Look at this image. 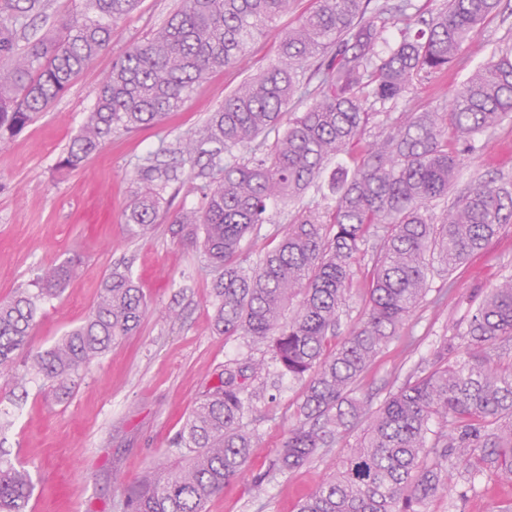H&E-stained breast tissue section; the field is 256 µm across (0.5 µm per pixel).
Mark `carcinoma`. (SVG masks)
<instances>
[{
	"label": "carcinoma",
	"mask_w": 512,
	"mask_h": 512,
	"mask_svg": "<svg viewBox=\"0 0 512 512\" xmlns=\"http://www.w3.org/2000/svg\"><path fill=\"white\" fill-rule=\"evenodd\" d=\"M500 0H445L428 12L413 0H318L279 40L275 61L224 96L204 139L224 150L200 188L201 205L173 220L172 233L200 244L213 268L216 328L265 342L270 362L224 366V376L192 410L168 449L170 464L124 495L123 512H205L206 503L243 474L258 434L244 424L256 410L245 385L267 364L304 383L288 437L267 471L290 474L356 427L357 443L339 470L297 512H425L448 494V475L464 491L484 475L512 476V276L488 291L433 361L379 405L357 382L383 347L400 336L426 300L434 264L453 274L512 224V182L475 178L436 224L430 203L448 196L461 147L512 118V53L503 52L454 89L442 112L411 114L366 139L375 106L403 98L422 75L448 72L470 35ZM137 0H86L85 10L43 33L26 20L45 16L44 0H0V139L34 122L112 41ZM294 0H181L150 36L129 48L103 79L86 124L61 166L76 170L112 134L157 126L215 71L236 67L263 28ZM400 40L377 44L389 27ZM309 101L279 124L288 101ZM272 144H267L269 136ZM332 174L325 214L305 211L279 243L247 264L243 243L269 221L268 206L297 202L326 164ZM178 180L159 164L135 172L139 189L126 223L140 234L156 223L160 201ZM370 256L367 311L345 336L341 313L357 261ZM79 259L42 270L32 287L0 301V371L29 347L42 304L77 275ZM147 311L143 292L112 270L88 319L33 355L29 370L68 398L84 369L132 335ZM466 357L454 356L455 339ZM30 472L0 454V512H30Z\"/></svg>",
	"instance_id": "obj_1"
}]
</instances>
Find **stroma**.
Segmentation results:
<instances>
[{
  "mask_svg": "<svg viewBox=\"0 0 512 512\" xmlns=\"http://www.w3.org/2000/svg\"><path fill=\"white\" fill-rule=\"evenodd\" d=\"M179 0H139L116 26L111 44L74 80L67 92L16 136L0 142V301L31 284L39 269L76 256L78 277L47 303L32 331L31 349L51 346L90 314L104 277L119 267L142 289L148 312L138 332L93 361L66 400L46 382L18 367L0 373V448L28 468L34 480L35 512H120L127 487L167 461V450L188 414L217 383L226 363L243 354L266 357L265 344L219 334L212 321L214 273L199 247L173 236L171 219L180 208L200 206L199 185L207 178L213 144L201 131L224 96L247 76L264 70L276 56L280 33L296 27L315 0H297L292 11L256 35L240 67L210 74L162 125L116 133L75 170L60 161L94 108L102 79L129 47L146 39L176 9ZM501 49L512 50V0L472 33L445 79L421 78L391 108L393 116L446 105L452 91ZM198 140L197 163L179 153L187 139ZM482 150L465 154L457 176L465 187L478 174L512 180V163L500 162L512 144V122L482 136ZM158 160L181 176L174 198L163 200L157 223L140 236L126 222L137 167ZM320 187L302 205L270 206L269 224L246 243L248 263L274 247L299 208L324 211ZM512 275V224L486 250L472 256L454 279L434 276L432 290L451 287L445 305L424 301L408 318L399 340L390 343L363 375L359 389L384 400L409 372L432 360L440 337L453 335L489 289ZM420 341L411 354L403 339ZM304 385L269 374L265 399L257 404L258 443L244 474L212 498L206 512H296L337 467L343 451L330 449L293 473L256 484L282 448ZM512 500V479L488 477L466 497L449 490L430 500L426 512H499Z\"/></svg>",
  "mask_w": 512,
  "mask_h": 512,
  "instance_id": "1",
  "label": "stroma"
}]
</instances>
